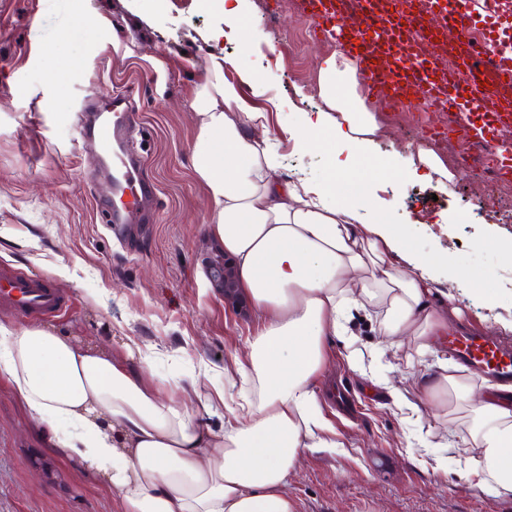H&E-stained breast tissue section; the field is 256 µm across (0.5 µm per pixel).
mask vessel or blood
<instances>
[{
	"mask_svg": "<svg viewBox=\"0 0 512 512\" xmlns=\"http://www.w3.org/2000/svg\"><path fill=\"white\" fill-rule=\"evenodd\" d=\"M438 0H355L344 12L338 0H300L301 11L311 20L315 32L334 35L337 25L347 31L342 50L359 64L368 96L386 104L421 99L426 110L460 108L465 101H488L495 91L488 86L489 74L512 79V56L500 55L493 44H485L490 57L479 66L468 55L475 37L474 13L480 0H454L447 13L456 30V43L449 59H421L418 42H406L409 30L428 31L438 37L429 13ZM111 121L91 112L92 138L112 163V196L117 204L108 212L114 234H121L128 213L119 201L124 197L147 201L155 195L153 185L141 177L139 160L129 144L134 118L123 97H113ZM62 295L50 283L33 279L9 266H0V308L28 316L50 317L64 308ZM445 346L459 360L473 368L488 367L502 378H512V351L478 335L451 337Z\"/></svg>",
	"mask_w": 512,
	"mask_h": 512,
	"instance_id": "obj_1",
	"label": "vessel or blood"
}]
</instances>
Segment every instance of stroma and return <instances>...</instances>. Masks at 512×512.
Instances as JSON below:
<instances>
[{"label": "stroma", "instance_id": "obj_1", "mask_svg": "<svg viewBox=\"0 0 512 512\" xmlns=\"http://www.w3.org/2000/svg\"><path fill=\"white\" fill-rule=\"evenodd\" d=\"M97 14L99 29L79 26L78 12ZM244 20L228 28L221 5L200 0H0V264L50 281L70 302L43 320L0 311L22 329L42 323L60 335L125 352L128 340L155 347V367L179 379L207 366L216 386L257 330L245 302L228 306L211 288L204 263L213 253L205 234V193L189 154L195 137L191 103L210 53L251 70L242 97L265 112L283 157V175L321 182L330 152L293 138L305 113L322 108L316 76L336 41L314 38L296 0H242ZM223 30L221 41L211 32ZM64 39L78 64L56 77L44 49ZM129 95L132 145L160 199L152 223L133 225L117 242L103 224L111 201L105 163L83 139L86 103ZM365 105L386 134L375 158L405 159L426 146L422 111L391 113ZM359 180L343 200L370 222L402 225L420 253L447 262L463 313L461 329L492 335L495 318L512 316V194L456 166L454 182L421 176L398 186L375 178L356 157ZM66 266V276L56 269ZM495 291L494 307L483 289ZM351 329L385 385L353 363L343 340L326 351L319 407L337 447L307 451L288 483L300 512H512V498L483 491L471 464L438 463L412 452L428 428L402 410L394 389H410L414 368L436 363L392 354L365 313ZM52 436L0 378V512H116L104 480L50 454Z\"/></svg>", "mask_w": 512, "mask_h": 512}]
</instances>
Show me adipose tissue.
<instances>
[{"instance_id":"adipose-tissue-1","label":"adipose tissue","mask_w":512,"mask_h":512,"mask_svg":"<svg viewBox=\"0 0 512 512\" xmlns=\"http://www.w3.org/2000/svg\"><path fill=\"white\" fill-rule=\"evenodd\" d=\"M211 55L192 104L190 164L205 190L206 233L233 266L258 331L235 374L251 392L223 428L204 423L224 402L199 378L173 385L152 370L138 342L125 357L53 330L0 323V377L54 436L57 451L108 481L118 512H299L288 482L304 453L332 448L318 410L327 341L350 333L354 312L373 314L395 351L439 346L460 310L446 283L455 273L417 253L393 225L365 222L341 197L355 170L332 167L315 185L282 177L266 118ZM320 111L297 143L338 141L368 153L382 133L358 93L355 61L337 51L318 67ZM398 183L417 171L455 178L431 149L380 164ZM418 403L436 455L475 464L482 487L512 497V402L474 398L469 378L441 360L417 378Z\"/></svg>"}]
</instances>
